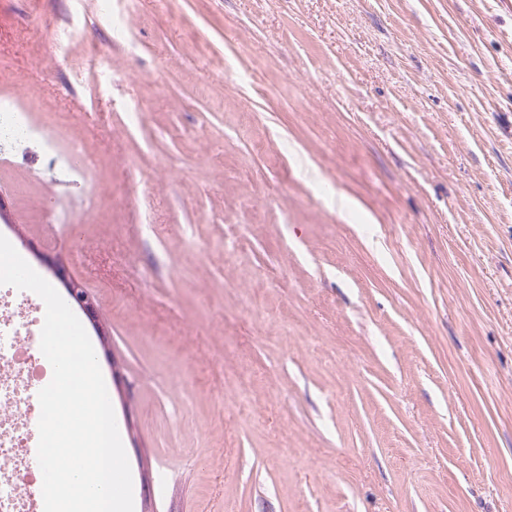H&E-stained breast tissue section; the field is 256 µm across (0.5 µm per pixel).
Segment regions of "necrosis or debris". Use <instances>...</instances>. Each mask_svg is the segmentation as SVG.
I'll list each match as a JSON object with an SVG mask.
<instances>
[{
    "label": "necrosis or debris",
    "instance_id": "necrosis-or-debris-1",
    "mask_svg": "<svg viewBox=\"0 0 512 512\" xmlns=\"http://www.w3.org/2000/svg\"><path fill=\"white\" fill-rule=\"evenodd\" d=\"M51 140L17 106L0 99V151H16ZM26 292L0 285V512H39L42 485L27 446L29 409L35 402L32 379H45L47 359L26 346L33 331Z\"/></svg>",
    "mask_w": 512,
    "mask_h": 512
}]
</instances>
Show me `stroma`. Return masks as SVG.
<instances>
[{"instance_id": "obj_1", "label": "stroma", "mask_w": 512, "mask_h": 512, "mask_svg": "<svg viewBox=\"0 0 512 512\" xmlns=\"http://www.w3.org/2000/svg\"><path fill=\"white\" fill-rule=\"evenodd\" d=\"M0 95L158 512H512V8L0 0ZM14 103L0 99V151H16L38 141L51 151V139Z\"/></svg>"}]
</instances>
